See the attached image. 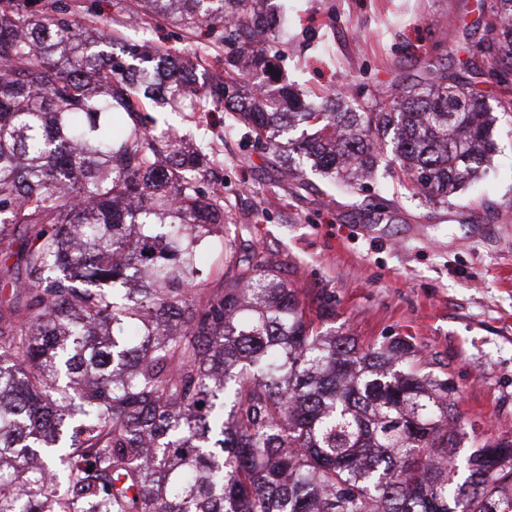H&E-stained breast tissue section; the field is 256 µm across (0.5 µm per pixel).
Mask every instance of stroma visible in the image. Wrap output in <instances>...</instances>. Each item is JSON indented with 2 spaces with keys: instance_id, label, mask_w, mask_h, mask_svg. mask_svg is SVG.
Masks as SVG:
<instances>
[{
  "instance_id": "stroma-1",
  "label": "stroma",
  "mask_w": 512,
  "mask_h": 512,
  "mask_svg": "<svg viewBox=\"0 0 512 512\" xmlns=\"http://www.w3.org/2000/svg\"><path fill=\"white\" fill-rule=\"evenodd\" d=\"M77 2L98 26L130 22L129 0ZM489 16L478 0H288L281 76L310 97L363 87L390 95L423 78L426 61L457 71L449 33L466 26L479 39ZM143 37L176 53L207 39L163 19L146 22ZM167 120L211 143L214 176L235 206L230 238L270 249L309 314L333 299L324 328L365 346L413 337L430 369L447 373L461 455L512 434V118L496 122L484 174L444 207L381 170L354 194L312 172L301 187L278 180L273 161L227 128L220 107ZM379 202L388 216L366 212Z\"/></svg>"
}]
</instances>
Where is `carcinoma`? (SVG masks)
Returning a JSON list of instances; mask_svg holds the SVG:
<instances>
[{
  "label": "carcinoma",
  "instance_id": "cac0c4a2",
  "mask_svg": "<svg viewBox=\"0 0 512 512\" xmlns=\"http://www.w3.org/2000/svg\"><path fill=\"white\" fill-rule=\"evenodd\" d=\"M264 2L137 0L207 28L211 73L62 0H0V287L24 298L0 304V512H512V436L456 480L446 374L410 340L315 327L270 250L226 248L206 141L150 116L220 104L282 178L348 192L388 145L401 186L444 206L512 117V0L479 39L488 69L430 68L388 104L264 89L286 57ZM219 247L210 291L197 256Z\"/></svg>",
  "mask_w": 512,
  "mask_h": 512
}]
</instances>
